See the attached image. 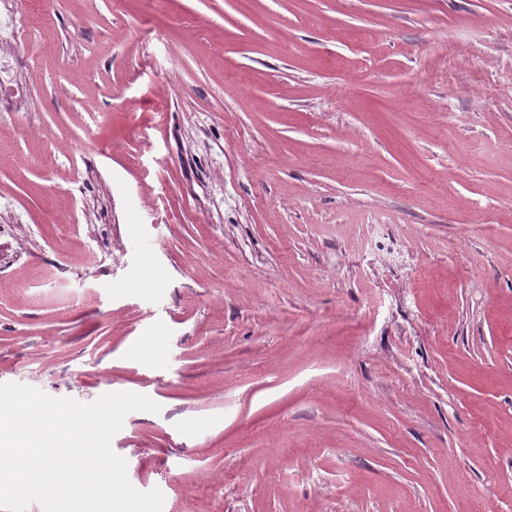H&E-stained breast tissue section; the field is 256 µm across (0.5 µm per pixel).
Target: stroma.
Returning a JSON list of instances; mask_svg holds the SVG:
<instances>
[{
	"mask_svg": "<svg viewBox=\"0 0 512 512\" xmlns=\"http://www.w3.org/2000/svg\"><path fill=\"white\" fill-rule=\"evenodd\" d=\"M0 384L147 396L163 512H512V0H0Z\"/></svg>",
	"mask_w": 512,
	"mask_h": 512,
	"instance_id": "obj_1",
	"label": "stroma"
}]
</instances>
